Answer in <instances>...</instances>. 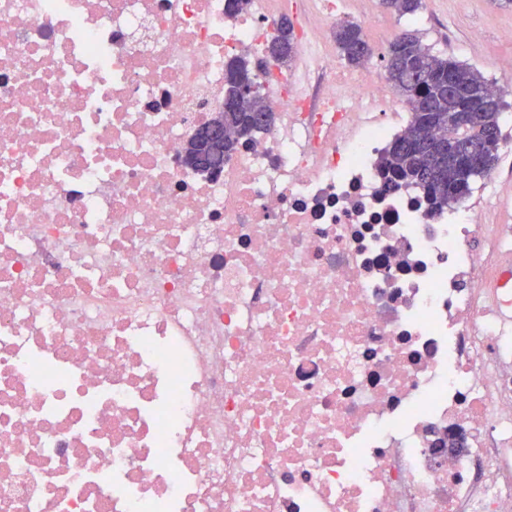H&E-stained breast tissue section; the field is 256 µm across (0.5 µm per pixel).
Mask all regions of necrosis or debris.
<instances>
[{"mask_svg":"<svg viewBox=\"0 0 512 512\" xmlns=\"http://www.w3.org/2000/svg\"><path fill=\"white\" fill-rule=\"evenodd\" d=\"M345 2L295 79L288 0H0V512H512V182L386 187ZM239 54L276 122L198 171ZM288 18L293 23L295 30L297 25L296 14L294 12H288ZM288 18H283L280 21L278 34L269 45L268 52L271 57L282 62V65L288 64V69H293V62L291 60L296 54V43L293 27L288 21Z\"/></svg>","mask_w":512,"mask_h":512,"instance_id":"1","label":"necrosis or debris"}]
</instances>
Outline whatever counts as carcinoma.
Returning <instances> with one entry per match:
<instances>
[{
  "instance_id": "1",
  "label": "carcinoma",
  "mask_w": 512,
  "mask_h": 512,
  "mask_svg": "<svg viewBox=\"0 0 512 512\" xmlns=\"http://www.w3.org/2000/svg\"><path fill=\"white\" fill-rule=\"evenodd\" d=\"M384 7L400 16L416 13L423 0H382ZM334 39L341 56L350 65L359 66L368 61L371 47L359 25L342 21L334 28ZM271 57L288 64L296 54L293 27L288 19L280 21L278 34L268 47ZM387 80L396 92L411 104V116L403 136L395 139L381 157L383 171L390 175V184L420 188L426 194L431 208L442 210L470 193L468 182L457 184L448 176V162L439 156L437 143L429 138L428 127L448 128L453 114L474 105L464 97L448 105V79H453L467 92L490 91V82L469 64L437 55L424 46L418 36L402 33L389 44L386 61ZM496 100L487 104L484 126L493 129L494 137L484 138L483 130L456 128V138L483 141L487 156L497 161L500 149V116L505 107L503 91H494ZM273 121L268 98L255 96L250 107L238 110L231 105L224 109V126L231 136L224 138V146L209 155V165L224 160L239 141L252 137L253 132L268 127Z\"/></svg>"
}]
</instances>
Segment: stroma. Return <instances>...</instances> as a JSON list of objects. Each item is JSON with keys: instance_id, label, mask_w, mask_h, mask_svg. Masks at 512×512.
<instances>
[{"instance_id": "1", "label": "stroma", "mask_w": 512, "mask_h": 512, "mask_svg": "<svg viewBox=\"0 0 512 512\" xmlns=\"http://www.w3.org/2000/svg\"><path fill=\"white\" fill-rule=\"evenodd\" d=\"M370 7L389 36L417 32L433 53L466 62L484 76L495 75L499 58L512 57V41L499 37L500 31L512 28V8H500L497 0H425L414 17L393 14L381 0H371ZM475 28L483 29V38H472Z\"/></svg>"}]
</instances>
